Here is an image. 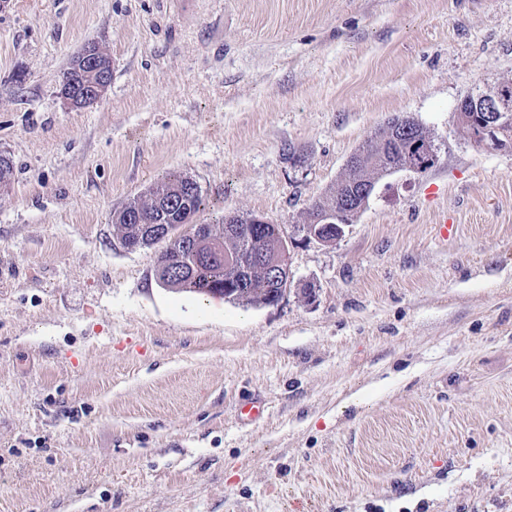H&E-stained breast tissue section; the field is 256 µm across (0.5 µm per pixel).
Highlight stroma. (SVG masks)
<instances>
[{
	"instance_id": "1",
	"label": "stroma",
	"mask_w": 512,
	"mask_h": 512,
	"mask_svg": "<svg viewBox=\"0 0 512 512\" xmlns=\"http://www.w3.org/2000/svg\"><path fill=\"white\" fill-rule=\"evenodd\" d=\"M87 46L112 81L72 108ZM511 77L512 0H0V512H512V151L456 118ZM400 115L438 164L306 237ZM172 173L197 223L281 227L277 305L123 246L114 213ZM88 48H96L95 46L85 47L82 52L75 56L68 69L64 73L63 80L68 83L73 91L81 90L83 86V79L81 74L77 71L74 66L76 59ZM109 58L102 57L101 51L87 50L81 56V60L78 67L83 69L82 72L85 76V85L88 91L84 92L83 97L77 98L68 88H60V96L64 102L70 107L81 108L97 102L108 86L110 85L109 73L107 68L109 67Z\"/></svg>"
}]
</instances>
